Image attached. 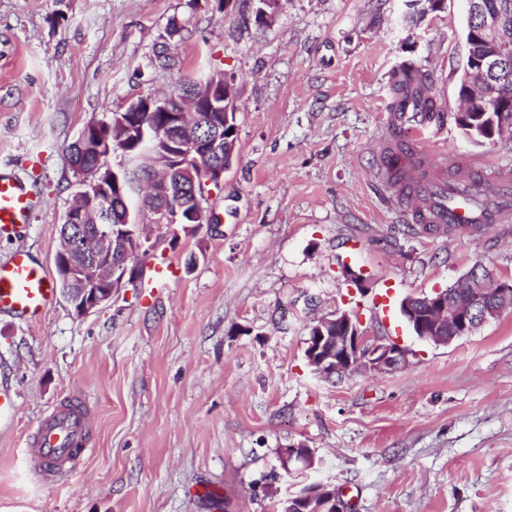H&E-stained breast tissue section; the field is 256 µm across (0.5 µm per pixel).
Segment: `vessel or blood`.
<instances>
[{"mask_svg":"<svg viewBox=\"0 0 512 512\" xmlns=\"http://www.w3.org/2000/svg\"><path fill=\"white\" fill-rule=\"evenodd\" d=\"M433 167V159L425 158L420 187L426 200L414 199L410 205L421 208L423 223L432 225L434 233L457 236L477 224L512 222V169L469 163L448 182L434 178ZM475 183L488 185L485 199L470 194ZM32 210V196L23 182L0 172V235L18 233ZM54 295L47 269L29 250L16 249L0 264V313L35 320L47 312ZM87 414L81 405L61 406L38 426L33 461L39 469L58 470L89 455Z\"/></svg>","mask_w":512,"mask_h":512,"instance_id":"vessel-or-blood-1","label":"vessel or blood"}]
</instances>
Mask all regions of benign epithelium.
Returning <instances> with one entry per match:
<instances>
[{
    "instance_id": "obj_1",
    "label": "benign epithelium",
    "mask_w": 512,
    "mask_h": 512,
    "mask_svg": "<svg viewBox=\"0 0 512 512\" xmlns=\"http://www.w3.org/2000/svg\"><path fill=\"white\" fill-rule=\"evenodd\" d=\"M253 14L268 23L280 7V0H250ZM512 20V0H499L496 10L484 12L467 28L466 48L482 42L478 54H466L460 76V89L468 90L475 76L494 72L512 60V41L501 36L504 24ZM232 85L224 75L212 74L198 82L196 122L199 127L219 126L216 117L225 118L230 131L204 138L193 133L183 122L180 112L166 100L141 97L124 108L126 112H165L166 132L158 133L145 122L130 125L126 120L112 124V138L125 140L138 132L136 150L148 155L156 166L171 169L176 187L159 188L161 197L170 202L156 210L159 224L201 226L208 210L209 196H200L198 184L221 185L224 173L233 165L237 147V124L231 119ZM477 112H495L492 135L512 136V93L503 90L491 99L475 102ZM103 123L87 125L76 144L84 150L86 163L77 165L79 195L94 196L95 204L87 208H70L65 212L63 233L54 256L61 294L79 316H86L112 298L125 278L135 277L136 268L128 267L132 248L139 245L138 225L130 219L127 203L128 174L105 163L112 153ZM204 157L208 163L193 169L192 161ZM471 309L466 311L446 288H437L423 296H407L401 313L418 339L446 346L468 336L481 324L512 309V282L493 280L492 285L478 281L470 293ZM410 350L396 342L370 336L361 329L359 318L348 312H332L319 318L310 329L305 356L310 366L323 377L343 375L354 369L387 372L409 362ZM296 463L302 469L314 467L313 453H298V446L286 451L284 465ZM303 501L307 512H348L345 501L328 484H313L280 502L282 512H290L293 502Z\"/></svg>"
}]
</instances>
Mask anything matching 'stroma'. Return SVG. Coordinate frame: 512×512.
<instances>
[{"label": "stroma", "mask_w": 512, "mask_h": 512, "mask_svg": "<svg viewBox=\"0 0 512 512\" xmlns=\"http://www.w3.org/2000/svg\"><path fill=\"white\" fill-rule=\"evenodd\" d=\"M465 24V0L422 14L282 0L267 25L214 0H0V171L34 200L1 262L24 247L53 267L77 190L67 148L88 124L213 71L235 76L238 106L237 157L209 198L218 228L176 233L140 213L141 274L95 312L58 295L35 322L0 314V392L15 403L0 418V512H276L318 481L352 512H512V310L446 346L399 312L477 263L512 280V223L409 232L378 175L397 140L391 77L408 61L444 114L421 141L439 170L512 165V142L474 144L454 121ZM162 48L174 68L159 67ZM159 258L174 274L153 288ZM336 309L409 348L408 365L320 378L305 341ZM76 400L92 455L34 478L27 438ZM297 444L314 469L284 467Z\"/></svg>", "instance_id": "1"}]
</instances>
